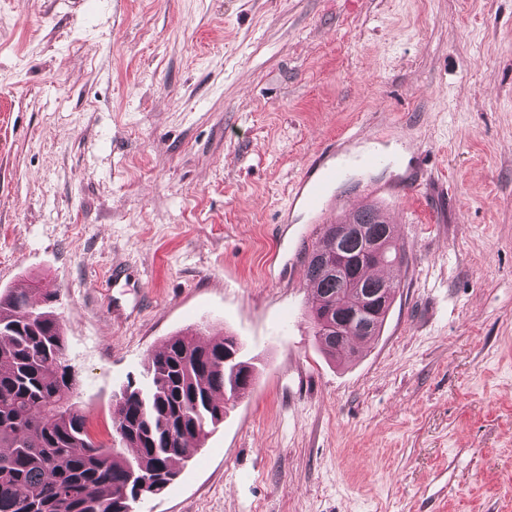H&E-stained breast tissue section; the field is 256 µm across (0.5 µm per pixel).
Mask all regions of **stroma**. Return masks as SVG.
Here are the masks:
<instances>
[{
    "instance_id": "obj_1",
    "label": "stroma",
    "mask_w": 512,
    "mask_h": 512,
    "mask_svg": "<svg viewBox=\"0 0 512 512\" xmlns=\"http://www.w3.org/2000/svg\"><path fill=\"white\" fill-rule=\"evenodd\" d=\"M333 156L405 249L352 359L290 204ZM34 279L88 419L190 326L255 367L136 512H512V0H0V294Z\"/></svg>"
}]
</instances>
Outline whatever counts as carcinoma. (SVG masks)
Listing matches in <instances>:
<instances>
[{"label":"carcinoma","instance_id":"carcinoma-1","mask_svg":"<svg viewBox=\"0 0 512 512\" xmlns=\"http://www.w3.org/2000/svg\"><path fill=\"white\" fill-rule=\"evenodd\" d=\"M386 246L377 260L364 254L354 235L340 239L355 259L350 290L308 259L313 322L341 301L349 308L359 294L394 293L400 283L361 276L367 266H393L403 259L393 229L371 205L345 217ZM56 296L35 283L0 296V512H133L137 501L163 493L176 465L199 447L208 429L224 420L228 402L252 385V364L233 338L202 340L188 328L168 338L147 358L149 386L130 381L116 400L115 423L123 431L125 455L97 443L88 418L77 409L76 374L66 359V338ZM384 319L371 318L360 331L321 336L333 356L353 352L352 342L379 335ZM150 480L143 487L131 470Z\"/></svg>","mask_w":512,"mask_h":512}]
</instances>
